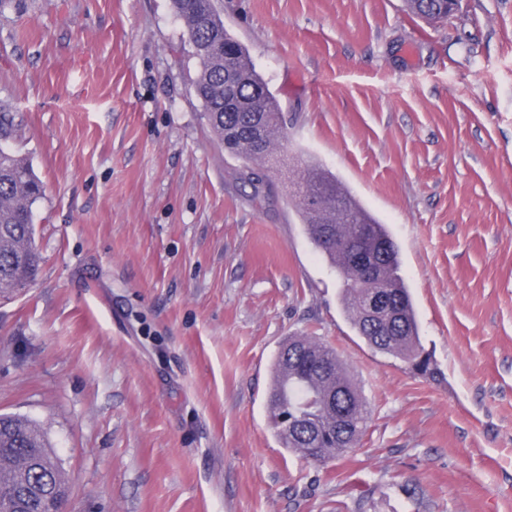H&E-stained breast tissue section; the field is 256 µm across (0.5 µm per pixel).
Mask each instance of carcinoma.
Wrapping results in <instances>:
<instances>
[{
	"label": "carcinoma",
	"mask_w": 512,
	"mask_h": 512,
	"mask_svg": "<svg viewBox=\"0 0 512 512\" xmlns=\"http://www.w3.org/2000/svg\"><path fill=\"white\" fill-rule=\"evenodd\" d=\"M413 16L436 20L448 11L447 0H404ZM183 21L199 72L194 83L208 123L245 161L239 174L260 205L271 185L253 164L273 157L284 138L281 107L256 71L247 49L226 28L217 4L209 0H172ZM222 39L225 55L203 53L197 46ZM299 182L317 203L297 197L305 231L319 253L340 273L359 277V287L342 297L348 319L375 351L392 356L432 377L430 359L419 344V327L408 288L401 275L398 250L386 225L342 187L313 165L299 171ZM42 186L29 163L0 149V299L10 300L36 278L42 257L34 241L33 207ZM390 304L376 314L370 298ZM277 375L269 393L274 426L284 447L307 457L316 448L325 462L355 448L367 429L364 401L346 367L331 347L307 336H292L277 356ZM295 412V425L284 433L280 416ZM68 494L67 475L45 432L34 421L0 415V491L20 503L15 512H41L40 493Z\"/></svg>",
	"instance_id": "cac0c4a2"
}]
</instances>
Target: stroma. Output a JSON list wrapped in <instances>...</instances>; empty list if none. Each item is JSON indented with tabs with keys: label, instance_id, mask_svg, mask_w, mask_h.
Returning a JSON list of instances; mask_svg holds the SVG:
<instances>
[{
	"label": "stroma",
	"instance_id": "1",
	"mask_svg": "<svg viewBox=\"0 0 512 512\" xmlns=\"http://www.w3.org/2000/svg\"><path fill=\"white\" fill-rule=\"evenodd\" d=\"M218 11L284 116L260 207L172 0H0V144L45 186L38 276L0 303V414L46 432L68 512H512V0ZM304 160L388 225L436 378L356 335L293 206ZM297 335L368 410L324 464L270 421ZM460 2L461 0H404L410 14L427 21L446 18L439 15L447 11L448 17L453 15Z\"/></svg>",
	"mask_w": 512,
	"mask_h": 512
}]
</instances>
